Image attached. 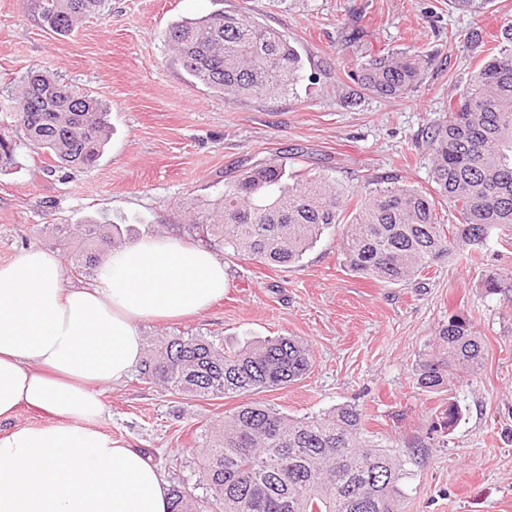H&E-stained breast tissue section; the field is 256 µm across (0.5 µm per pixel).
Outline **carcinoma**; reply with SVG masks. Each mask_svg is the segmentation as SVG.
<instances>
[{"mask_svg": "<svg viewBox=\"0 0 512 512\" xmlns=\"http://www.w3.org/2000/svg\"><path fill=\"white\" fill-rule=\"evenodd\" d=\"M49 29L67 33L103 11L106 0H41ZM481 13L491 0H449ZM171 64L191 85L238 99L294 92L305 70L295 46L279 31L240 11L183 17L165 30ZM435 59L420 52L359 53L347 78L360 91L404 98L423 83ZM0 170L17 150L46 151L56 166L86 169L110 141L109 109L89 92L49 71H33L18 93L0 94ZM434 191L457 212L442 223L430 194L398 184L392 175L369 176L356 202L324 176L288 173L277 161L232 177L192 220L207 244L260 264L299 262L324 232L342 226L344 267L385 286L411 282L494 228L512 230V23L500 30L497 51L474 70L448 115L425 134ZM59 245L81 242L83 274L122 236L115 224H55ZM484 348L472 319L459 311L441 325L435 347L419 359L415 381L427 393L477 373ZM310 345L293 336L267 337L237 349L204 337L170 336L147 352L142 378L188 398L219 397L285 387L310 370ZM462 410L442 411L440 430L454 427ZM412 461L370 434L362 412L340 404L317 416L295 418L256 401L224 416L203 449L199 478L205 495L174 489L170 512H401L402 481Z\"/></svg>", "mask_w": 512, "mask_h": 512, "instance_id": "obj_1", "label": "carcinoma"}]
</instances>
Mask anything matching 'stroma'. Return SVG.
I'll return each mask as SVG.
<instances>
[{
  "mask_svg": "<svg viewBox=\"0 0 512 512\" xmlns=\"http://www.w3.org/2000/svg\"><path fill=\"white\" fill-rule=\"evenodd\" d=\"M239 10L286 35L306 67L297 91L235 100L190 86L172 67L163 33L182 17ZM512 0H491L473 16L449 0H108L69 34L52 32L40 0H0V92L42 68L88 91L110 112L112 137L89 169L52 174L43 153L20 150L0 171V263L39 248L60 252L44 230L85 221L145 237L193 245L189 216L215 199L245 162L287 159L309 176H326L349 196L366 177L398 176L432 191V162L421 147L428 123L490 55ZM357 23L364 51L415 49L435 55L423 84L402 99L359 96L338 77L354 57L343 27ZM341 231L322 235L289 266L226 255L224 297L209 310L173 322H145V339L203 336L235 347L250 339L294 336L313 350L301 380L256 398L293 417L358 405L368 431L402 448L429 439L403 483L402 512H512V237L497 231L481 245L429 269L422 279L385 286L341 263ZM503 291L487 294L486 276ZM469 314L484 346L482 369L436 394L415 384V365L431 350L449 315ZM251 394L186 399L139 373L104 389L101 428L138 449L169 487L202 494L197 450L210 429ZM462 409L448 432L434 431L448 402Z\"/></svg>",
  "mask_w": 512,
  "mask_h": 512,
  "instance_id": "35a3bbf8",
  "label": "stroma"
}]
</instances>
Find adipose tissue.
Listing matches in <instances>:
<instances>
[{
  "label": "adipose tissue",
  "mask_w": 512,
  "mask_h": 512,
  "mask_svg": "<svg viewBox=\"0 0 512 512\" xmlns=\"http://www.w3.org/2000/svg\"><path fill=\"white\" fill-rule=\"evenodd\" d=\"M225 282L223 260L172 238L109 252L85 287L36 248L0 264V512H168L160 470L100 428L99 389L140 366L142 321L204 312ZM24 407L47 422L15 424Z\"/></svg>",
  "instance_id": "adipose-tissue-1"
}]
</instances>
